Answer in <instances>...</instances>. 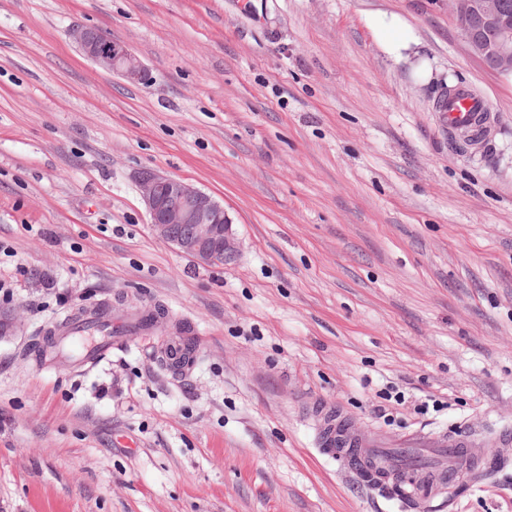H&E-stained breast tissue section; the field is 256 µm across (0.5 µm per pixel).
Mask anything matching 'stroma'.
Here are the masks:
<instances>
[{
  "instance_id": "1",
  "label": "stroma",
  "mask_w": 512,
  "mask_h": 512,
  "mask_svg": "<svg viewBox=\"0 0 512 512\" xmlns=\"http://www.w3.org/2000/svg\"><path fill=\"white\" fill-rule=\"evenodd\" d=\"M384 13L431 82L382 51ZM77 26L147 83L85 58ZM450 83L487 101L486 148L442 126ZM147 170L223 203L232 262L153 233ZM0 281V512H406L320 451L312 408L387 440L512 427V74L448 0H0ZM102 305L157 321L38 367L43 328ZM171 336L200 347L182 375ZM416 512H512V458ZM375 31L382 50L394 60L416 58L414 69L416 74L425 81L432 80L433 70L429 62L419 56V42L412 31L397 14H383L369 21ZM72 35L80 52L93 64L128 82L146 83V68L125 42L83 27L74 29ZM107 323L103 336L81 350L80 355L85 363L93 364L99 361L112 353V346L123 344L150 329L149 320L145 316L136 317L127 322L126 325L123 323L112 325V319H109Z\"/></svg>"
}]
</instances>
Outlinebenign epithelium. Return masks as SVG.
I'll return each mask as SVG.
<instances>
[{
	"mask_svg": "<svg viewBox=\"0 0 512 512\" xmlns=\"http://www.w3.org/2000/svg\"><path fill=\"white\" fill-rule=\"evenodd\" d=\"M462 39L492 71H512V17L501 0H451ZM73 39L80 52L98 67L131 83L147 81V70L129 45L78 27ZM139 190L152 230L180 253L211 263L233 258L237 246L224 206L195 185L160 171L139 176Z\"/></svg>",
	"mask_w": 512,
	"mask_h": 512,
	"instance_id": "benign-epithelium-1",
	"label": "benign epithelium"
}]
</instances>
